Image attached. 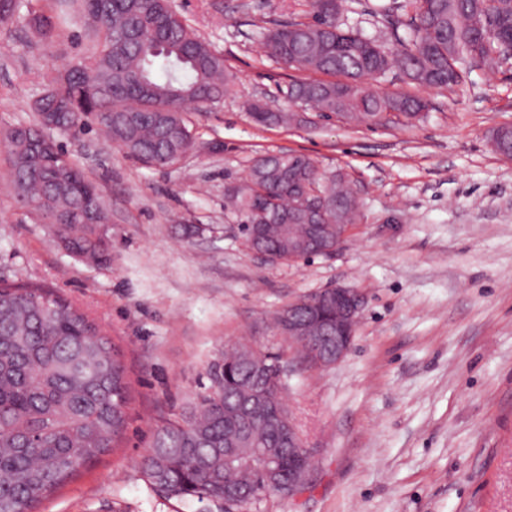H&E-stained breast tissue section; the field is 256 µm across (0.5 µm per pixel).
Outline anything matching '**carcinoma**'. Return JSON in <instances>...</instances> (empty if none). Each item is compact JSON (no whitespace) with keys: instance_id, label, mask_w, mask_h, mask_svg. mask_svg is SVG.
<instances>
[{"instance_id":"cac0c4a2","label":"carcinoma","mask_w":512,"mask_h":512,"mask_svg":"<svg viewBox=\"0 0 512 512\" xmlns=\"http://www.w3.org/2000/svg\"><path fill=\"white\" fill-rule=\"evenodd\" d=\"M37 34L52 41L63 31L54 0H27ZM412 14L400 49L386 50L359 29L342 27L336 0H311V19L293 21L265 35L266 53L282 63L329 76L288 86L289 101L324 116L386 125L415 118L425 100L379 94L365 79L399 69L427 88L459 84L465 62L498 65L512 41V0H409ZM97 43L91 58L46 78L35 119L6 134L15 196L73 256L107 266L111 244L102 197L57 142L56 136L97 128L124 154L147 166L167 167L193 152L195 136L185 118L189 104L211 106L231 87L224 59L174 11L169 0H81ZM260 125L286 116L253 102ZM54 112L50 127L43 113ZM492 150L512 155V125L490 133ZM317 193L333 217L331 235L359 218L348 175L322 173L301 153L257 158L246 183L227 194L246 245L273 263L288 261V240L307 238L309 222L270 218L291 214ZM312 296L293 303L306 323L307 341L336 321L312 317ZM279 358L232 347L208 370L209 386L175 417L159 424L142 462L145 480L167 498H195L224 507V488L253 493L276 487L262 456L274 458L278 482L288 483V442L272 403L258 395ZM130 386L112 339L57 291L0 283V512H32L80 469L116 447L126 425ZM234 454L224 460V450Z\"/></svg>"}]
</instances>
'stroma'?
Segmentation results:
<instances>
[{
    "label": "stroma",
    "instance_id": "obj_1",
    "mask_svg": "<svg viewBox=\"0 0 512 512\" xmlns=\"http://www.w3.org/2000/svg\"><path fill=\"white\" fill-rule=\"evenodd\" d=\"M343 0L345 21L379 44L411 13L397 0ZM65 21L38 37L26 10L0 22V133L31 123L49 72L93 52L78 0H54ZM234 77L231 93L187 118L198 149L175 167L125 157L99 131L62 144L112 210V264L74 259L17 202L0 153V279L62 290L120 345L131 381L118 447L33 512H219L166 499L141 463L162 420L208 386L224 347L280 356L282 396L313 468L294 497L267 495L244 512H512V160L489 132L512 124V61L471 67L451 88L389 72L372 90L425 98L422 120L377 127L316 119L254 123L244 104L290 111L289 83L307 71L263 51L272 28L308 16L309 0H171ZM309 155L348 174L361 217L329 257L268 262L247 248L224 196L253 160ZM200 226L189 237L185 225ZM356 288L363 311L350 352L309 366L274 329L303 295Z\"/></svg>",
    "mask_w": 512,
    "mask_h": 512
}]
</instances>
